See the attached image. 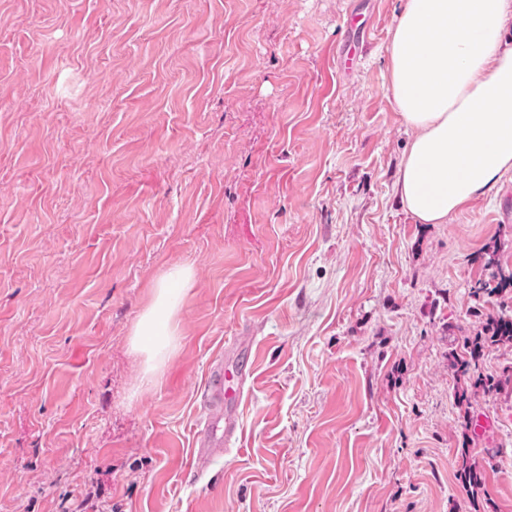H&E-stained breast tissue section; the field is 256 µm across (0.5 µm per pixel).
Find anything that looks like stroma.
I'll use <instances>...</instances> for the list:
<instances>
[{
    "instance_id": "35a3bbf8",
    "label": "stroma",
    "mask_w": 512,
    "mask_h": 512,
    "mask_svg": "<svg viewBox=\"0 0 512 512\" xmlns=\"http://www.w3.org/2000/svg\"><path fill=\"white\" fill-rule=\"evenodd\" d=\"M402 5L0 0V512H512V391L465 431L448 361L512 314L469 294L487 242L512 268V173L445 224L401 209ZM175 266L152 374L133 332ZM234 337L240 440L201 473ZM248 347L247 340L224 345V355L214 358L200 389L203 420L196 432L195 456L201 470L237 441L238 407L252 373ZM457 469L456 479L463 487L469 489L473 501L478 500L479 491L483 485L481 470L471 461L470 448L466 443L456 450Z\"/></svg>"
}]
</instances>
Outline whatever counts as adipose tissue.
Listing matches in <instances>:
<instances>
[{"mask_svg": "<svg viewBox=\"0 0 512 512\" xmlns=\"http://www.w3.org/2000/svg\"><path fill=\"white\" fill-rule=\"evenodd\" d=\"M512 0H405L386 46L389 90L413 132L396 182L405 212L444 224L512 172ZM171 269L134 332L149 359H163L191 282Z\"/></svg>", "mask_w": 512, "mask_h": 512, "instance_id": "ef3b65f1", "label": "adipose tissue"}]
</instances>
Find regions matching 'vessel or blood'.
Instances as JSON below:
<instances>
[{
  "label": "vessel or blood",
  "mask_w": 512,
  "mask_h": 512,
  "mask_svg": "<svg viewBox=\"0 0 512 512\" xmlns=\"http://www.w3.org/2000/svg\"><path fill=\"white\" fill-rule=\"evenodd\" d=\"M248 342L236 340L225 345L214 358L200 389L203 420L196 432L195 456L199 467L223 456L238 438V407L252 369Z\"/></svg>",
  "instance_id": "b4317fda"
}]
</instances>
